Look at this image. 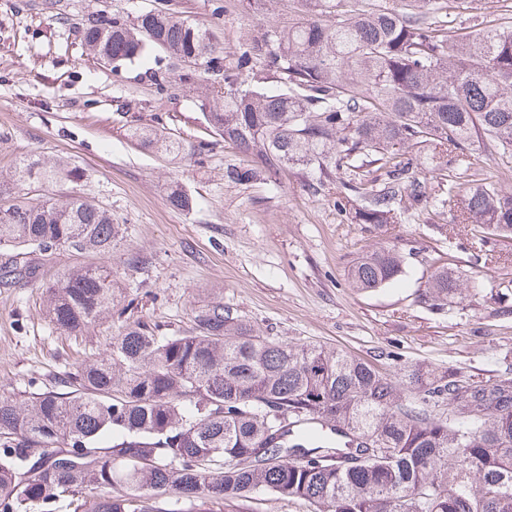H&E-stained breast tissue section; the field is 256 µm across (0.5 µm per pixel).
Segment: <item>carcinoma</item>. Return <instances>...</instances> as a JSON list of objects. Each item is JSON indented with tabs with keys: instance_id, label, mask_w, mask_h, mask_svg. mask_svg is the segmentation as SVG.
Listing matches in <instances>:
<instances>
[{
	"instance_id": "obj_1",
	"label": "carcinoma",
	"mask_w": 512,
	"mask_h": 512,
	"mask_svg": "<svg viewBox=\"0 0 512 512\" xmlns=\"http://www.w3.org/2000/svg\"><path fill=\"white\" fill-rule=\"evenodd\" d=\"M286 29L247 30L227 60L206 27L177 12L99 18L85 45L117 66L158 50L194 64L207 124L254 159L272 183L300 167L316 192L342 171L335 200L354 220L395 223L394 203L426 199L425 171L447 185L441 207L480 241L512 235V192L461 179L459 153L479 139L512 159V23L460 34L448 21L376 0H298ZM283 80L276 93L265 80ZM127 135L168 155L200 156L172 134ZM409 148L417 154H408ZM373 164L371 179L360 170ZM79 184L63 162L22 158L15 187ZM0 277L33 281V256H106L121 238L112 213L79 191L29 204L0 187ZM405 257L379 245L355 262L351 286L379 288ZM464 277L435 271L425 292L443 307ZM116 274L79 266L46 287L63 334L112 314ZM195 331L167 336L137 321L61 383L0 395V512H164L148 490L189 498L199 512L262 492L313 512H512V378L458 383L420 365L386 372L321 346L260 334L220 301L194 313ZM379 448L365 455L367 443ZM363 457L349 466L347 461ZM127 492L112 496V485Z\"/></svg>"
}]
</instances>
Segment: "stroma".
I'll return each mask as SVG.
<instances>
[{"label": "stroma", "mask_w": 512, "mask_h": 512, "mask_svg": "<svg viewBox=\"0 0 512 512\" xmlns=\"http://www.w3.org/2000/svg\"><path fill=\"white\" fill-rule=\"evenodd\" d=\"M296 7L297 0H0V178L22 157L68 160L86 175L82 192L126 227L101 260L126 298L80 333L55 329L45 288L83 258L62 252L41 264L35 284L0 283V395L58 389L137 320L187 333L195 310L216 300L263 335L391 370L450 368L463 384L512 373V239L480 244L447 212L405 200L395 206L398 223L355 224L334 205L340 182L314 193L295 168L275 184L261 174L228 181L226 167L249 159L207 126L194 85L166 92L152 76L173 78L179 65L155 51L114 68L83 42L100 15L162 10L205 25L233 54L241 31L283 27ZM129 122L206 150L169 160L129 140ZM457 167L463 179L512 189L501 155L485 144L465 150ZM173 184L191 196V209L167 203ZM380 242L405 256L403 274L372 291L352 288L350 267ZM439 267L465 273L467 291L436 310L421 294Z\"/></svg>", "instance_id": "obj_1"}]
</instances>
